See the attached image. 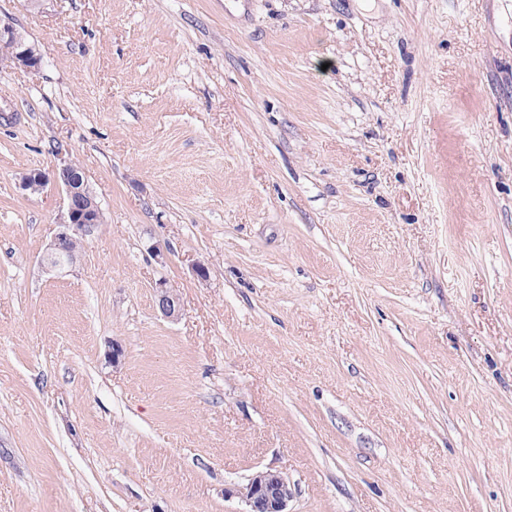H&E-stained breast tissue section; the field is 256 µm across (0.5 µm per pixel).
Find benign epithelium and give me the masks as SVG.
<instances>
[{"instance_id": "1", "label": "benign epithelium", "mask_w": 512, "mask_h": 512, "mask_svg": "<svg viewBox=\"0 0 512 512\" xmlns=\"http://www.w3.org/2000/svg\"><path fill=\"white\" fill-rule=\"evenodd\" d=\"M12 44L13 49L0 56V62L6 61L14 67L35 70L41 65V54L36 47L23 42L16 29L0 26V43ZM64 188L66 206L63 218L57 224V231L47 248L46 261L52 268L66 265L64 256L68 254V245L82 238L101 223V208L87 187L82 169L74 162L65 161L51 173L35 172L22 177L20 186L32 194H41L49 183ZM155 300L159 311L167 318L175 319L181 311L180 298L167 285L166 281L155 284ZM239 494L248 506V512H287L288 501L292 494L288 487V478L273 469L259 470L239 489Z\"/></svg>"}]
</instances>
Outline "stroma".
Returning a JSON list of instances; mask_svg holds the SVG:
<instances>
[{"mask_svg":"<svg viewBox=\"0 0 512 512\" xmlns=\"http://www.w3.org/2000/svg\"><path fill=\"white\" fill-rule=\"evenodd\" d=\"M0 25V512H512V0ZM64 160L105 222L49 271ZM11 43L13 49L0 56V62L6 61L15 68L35 70L41 65V54L35 46L23 42L16 29L13 27H2L0 25V43ZM154 288L156 305L162 315L166 318H177L181 311L178 295L173 292L166 281H158ZM288 486V478L281 471L259 470L239 489V494L249 508L247 512H287L292 497Z\"/></svg>","mask_w":512,"mask_h":512,"instance_id":"1","label":"stroma"}]
</instances>
